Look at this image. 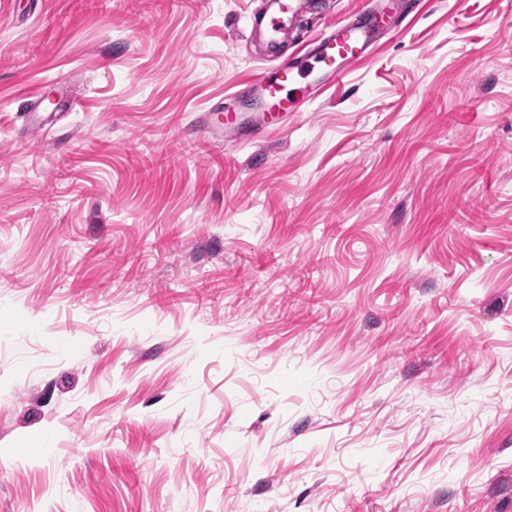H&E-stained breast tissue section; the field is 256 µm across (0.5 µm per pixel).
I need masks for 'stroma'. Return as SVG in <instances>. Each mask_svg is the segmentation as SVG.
Returning <instances> with one entry per match:
<instances>
[{
    "label": "stroma",
    "instance_id": "stroma-1",
    "mask_svg": "<svg viewBox=\"0 0 512 512\" xmlns=\"http://www.w3.org/2000/svg\"><path fill=\"white\" fill-rule=\"evenodd\" d=\"M267 4L0 0V512H512V0ZM296 4L293 1L282 2V9L279 14L278 19L274 18H259L254 16L251 21L255 26H264L266 28L267 33L269 34V44L272 49H275L278 39L277 34L283 29L286 25L285 18H288V23H290L293 19L294 13L296 11ZM374 38V25L360 26L350 20L326 36L306 64L288 61L272 73H261L254 83L259 103L253 110L252 126H265L282 114L303 112L314 88L343 85L351 61H358V52L365 51V43Z\"/></svg>",
    "mask_w": 512,
    "mask_h": 512
}]
</instances>
